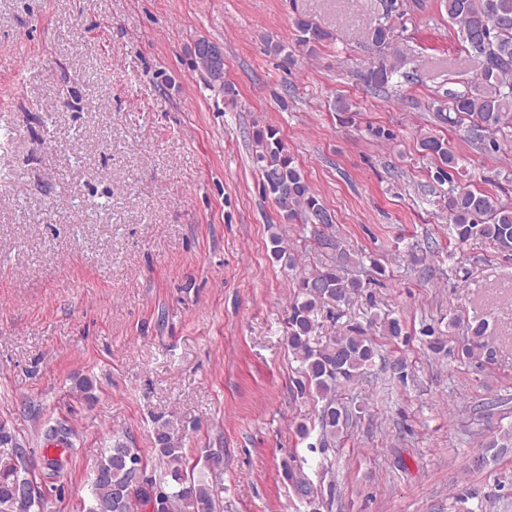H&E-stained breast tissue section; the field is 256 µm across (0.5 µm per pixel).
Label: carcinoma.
<instances>
[{"label":"carcinoma","mask_w":512,"mask_h":512,"mask_svg":"<svg viewBox=\"0 0 512 512\" xmlns=\"http://www.w3.org/2000/svg\"><path fill=\"white\" fill-rule=\"evenodd\" d=\"M448 21L458 26L462 49L482 62V72L463 89L448 93L452 105L441 103L435 118L450 128L471 121L468 134L491 150L500 148L497 134L512 127V0H440ZM408 6L405 0H384L383 14L370 27L367 41L377 53L376 63L365 75L366 83L385 88L394 78L401 77L407 57L397 42L405 29ZM296 43L312 54L331 38V33L312 20H295ZM198 69L208 83L231 94L233 89L215 76V68L200 56H195ZM259 147L256 163L262 174V190L275 203L280 224L268 225L271 253L285 265L294 266L288 241L281 225L298 224L309 234L312 246L324 259L310 272L300 275L297 293L290 305L287 319L288 348L300 362V393H314L324 402L318 415L322 435L336 437L347 420L345 406L336 403V387L360 376L374 363L378 355L375 343L364 330L355 327L351 334L333 341L326 350L311 348L316 328L318 306L348 302L364 288L359 279L344 275L345 267L360 262L359 256L346 249L343 241L332 232L330 210L315 194L297 160L288 152L279 131L271 126L254 131ZM423 154L435 163L434 180L448 184L445 206L448 229L454 240L463 244L473 239L493 241L503 252H512V206L499 204L489 195L470 189L458 182L459 157L448 148V142L436 135L421 138ZM470 343L461 349V356L490 355L489 322L481 320L469 326ZM25 450L5 424L0 423V512H35L17 498L18 484L29 485L21 475L19 463ZM153 454L163 468L148 473L152 487L164 489L155 502L154 512H214L213 489L187 472L189 462L175 442L164 422L154 428ZM143 466L148 459L137 448H128L120 439L103 449L89 483V503L84 512H136L139 501L148 496L138 492L133 475L127 472L130 458Z\"/></svg>","instance_id":"obj_1"}]
</instances>
